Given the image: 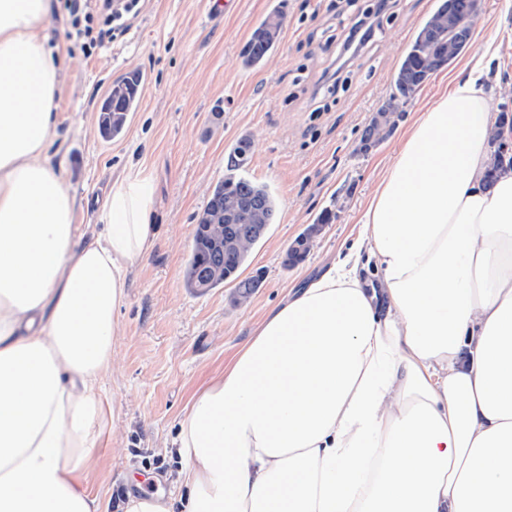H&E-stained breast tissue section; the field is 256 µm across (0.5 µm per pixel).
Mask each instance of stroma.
Here are the masks:
<instances>
[{"label":"stroma","mask_w":512,"mask_h":512,"mask_svg":"<svg viewBox=\"0 0 512 512\" xmlns=\"http://www.w3.org/2000/svg\"><path fill=\"white\" fill-rule=\"evenodd\" d=\"M277 3L285 17L280 41L260 68L244 69L239 51ZM436 4L394 0L378 16L375 35L348 51L338 39L353 12L346 0H140L122 36L89 56L70 52L52 149L80 205L78 222L97 223L113 181L139 161L154 178L157 231L131 275L122 334L101 381L115 415L104 419L86 470L89 495L116 500L132 474L146 491L170 489L180 469L178 422L193 393L231 361L271 306L356 242L366 200L412 114L488 43L501 47L496 101L512 99V0H482L471 46L432 75L384 141L359 151L364 126ZM132 72L142 78L138 107L122 135L104 138L99 103ZM244 136L253 142L249 175L271 189L277 215L251 255L264 286L238 304L229 283L191 292L185 269L197 217L224 179L225 156ZM327 208L333 223L303 262L285 267L291 243Z\"/></svg>","instance_id":"1"}]
</instances>
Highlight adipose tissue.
<instances>
[{
    "label": "adipose tissue",
    "instance_id": "adipose-tissue-1",
    "mask_svg": "<svg viewBox=\"0 0 512 512\" xmlns=\"http://www.w3.org/2000/svg\"><path fill=\"white\" fill-rule=\"evenodd\" d=\"M57 0H0V512H104L80 474L109 408L153 179L115 181L96 232L49 149ZM467 74L416 113L359 247L272 306L179 424L178 490L121 512H512V166ZM498 179L487 185L486 174ZM469 359H462V352Z\"/></svg>",
    "mask_w": 512,
    "mask_h": 512
}]
</instances>
